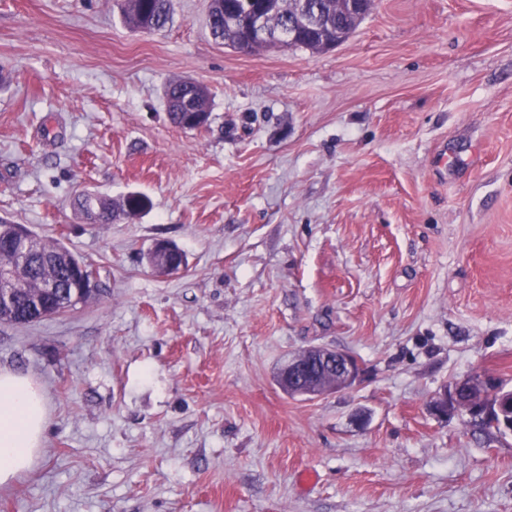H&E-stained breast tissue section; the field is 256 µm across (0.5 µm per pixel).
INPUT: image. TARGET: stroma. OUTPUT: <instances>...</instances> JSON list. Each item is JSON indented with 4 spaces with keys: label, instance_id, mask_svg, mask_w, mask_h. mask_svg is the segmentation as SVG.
<instances>
[{
    "label": "stroma",
    "instance_id": "obj_1",
    "mask_svg": "<svg viewBox=\"0 0 512 512\" xmlns=\"http://www.w3.org/2000/svg\"><path fill=\"white\" fill-rule=\"evenodd\" d=\"M208 5L145 33L117 0H0V216L99 287L0 323L48 418L0 512H512V432L430 409L512 389V0H374L319 54L237 53ZM182 78L204 129L169 120ZM84 192L150 205L90 224ZM312 346L361 380L285 394ZM166 97L170 121L183 130H193V120L198 116L196 112L206 109L209 99L205 87L199 89L183 80L170 82L166 88Z\"/></svg>",
    "mask_w": 512,
    "mask_h": 512
}]
</instances>
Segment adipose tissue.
<instances>
[{
    "instance_id": "1",
    "label": "adipose tissue",
    "mask_w": 512,
    "mask_h": 512,
    "mask_svg": "<svg viewBox=\"0 0 512 512\" xmlns=\"http://www.w3.org/2000/svg\"><path fill=\"white\" fill-rule=\"evenodd\" d=\"M46 427L41 389L28 377L0 371V488L11 486L34 466Z\"/></svg>"
}]
</instances>
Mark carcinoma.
Returning <instances> with one entry per match:
<instances>
[{
    "label": "carcinoma",
    "instance_id": "cac0c4a2",
    "mask_svg": "<svg viewBox=\"0 0 512 512\" xmlns=\"http://www.w3.org/2000/svg\"><path fill=\"white\" fill-rule=\"evenodd\" d=\"M318 7L323 20L297 31L296 36L284 43L285 49H305L321 53L345 42L354 31L347 18L336 14L329 0H309ZM255 5L274 12L273 19L283 26L292 22L297 0H255ZM172 0H123L122 17L134 31L155 32L163 29L171 18ZM241 10L240 0H210V24L214 31H224V17ZM170 121L183 130L194 128L193 120L198 111L207 108L208 91L194 84L177 80L166 88ZM77 210L91 224H110L119 219H133L147 209L134 204L126 196L113 203L106 198L82 195L76 200ZM28 236L35 240V248L26 252L1 248L0 267H12L15 271L16 299L10 306L0 307V322L20 324L32 314L57 313L66 310L71 302L72 271L81 260L63 243L43 238L33 231ZM54 282L58 295L49 300L38 296L39 288Z\"/></svg>",
    "mask_w": 512,
    "mask_h": 512
}]
</instances>
